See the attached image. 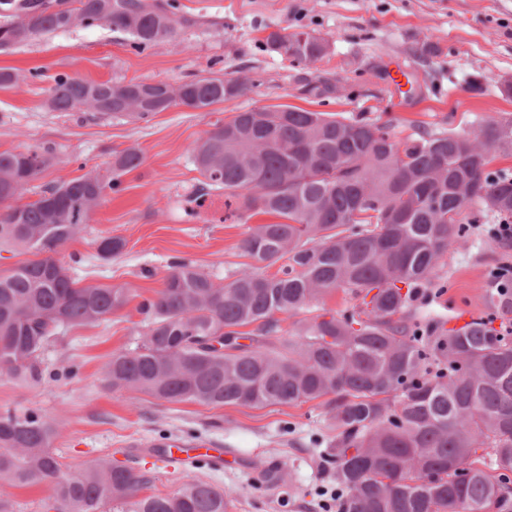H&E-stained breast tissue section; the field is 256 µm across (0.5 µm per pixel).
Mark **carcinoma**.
<instances>
[{"label":"carcinoma","instance_id":"obj_1","mask_svg":"<svg viewBox=\"0 0 512 512\" xmlns=\"http://www.w3.org/2000/svg\"><path fill=\"white\" fill-rule=\"evenodd\" d=\"M0 51L36 36L104 23L139 48L173 40L196 21L175 0H0ZM272 52L313 65L330 36L286 28ZM248 77L199 76L179 85L54 79L51 112L147 122L172 107L205 109L248 94ZM465 139L422 131L403 141L387 126L297 107L244 109L199 138L201 208L224 191L227 217L246 225L249 259L217 284L196 262L173 263L163 287L140 303L139 344L112 355L108 387L167 402L263 408L330 397L333 436L323 450L339 496L336 512H512V342L490 317L460 329L414 304L448 246L463 237L454 216L482 206L512 219V176L489 168L494 146L512 152V119ZM56 155L0 152V245L31 255L0 274V373L44 383L43 353L67 327L96 324L125 306L129 284H80L60 249L77 238L106 192L141 165L119 152L107 177L88 172L19 200ZM257 215L277 221L249 224ZM126 240L104 237V261ZM275 272H270V269ZM358 301L349 314L311 315L325 296ZM296 321V333L280 316ZM56 426L41 414H0V484L51 492L54 512H226L231 492L189 479L166 495L102 458L63 471Z\"/></svg>","mask_w":512,"mask_h":512}]
</instances>
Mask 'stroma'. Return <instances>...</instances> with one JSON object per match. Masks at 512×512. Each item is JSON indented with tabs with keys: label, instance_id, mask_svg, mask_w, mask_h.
Wrapping results in <instances>:
<instances>
[{
	"label": "stroma",
	"instance_id": "obj_1",
	"mask_svg": "<svg viewBox=\"0 0 512 512\" xmlns=\"http://www.w3.org/2000/svg\"><path fill=\"white\" fill-rule=\"evenodd\" d=\"M180 13L197 24L164 44L137 49L104 24L56 32L0 52V68L22 70L25 79L0 87V152L52 148L67 165L46 169L34 191L88 172L107 173L115 155L137 148L142 165L121 178L92 214L84 232L60 251L77 254L83 283H129L136 297L107 320L70 329L44 354L48 372L72 375L22 388L0 375V413L34 410L54 421V450L65 466L89 465L107 457L149 471L152 494H170L187 478L233 492V512H322L321 488L333 477L315 443L328 439L326 408L298 406H206L171 403L115 391L104 381L112 353L134 349L141 340L142 299L158 291L175 259L189 258L216 282L241 269L237 244L242 225L225 221L224 198L215 194L201 209L191 199L199 173L193 149L211 122L243 108L291 105L340 113L388 125L402 140L416 133H473L479 122L512 117V96L499 91L512 81V0H176ZM286 27L331 34L329 53L316 64H291L270 52L264 39ZM407 70L408 87L396 91L389 71ZM247 75L248 96L193 110L182 106L150 121L93 118L45 107L55 76L92 81L125 78L172 85L195 76ZM484 90L471 92L472 77ZM493 217L465 212L466 241L451 244L426 299L449 326L485 316L486 277L512 259L491 236ZM125 238L123 253L97 256V242ZM233 452L223 470L169 469L139 448L161 438Z\"/></svg>",
	"mask_w": 512,
	"mask_h": 512
}]
</instances>
